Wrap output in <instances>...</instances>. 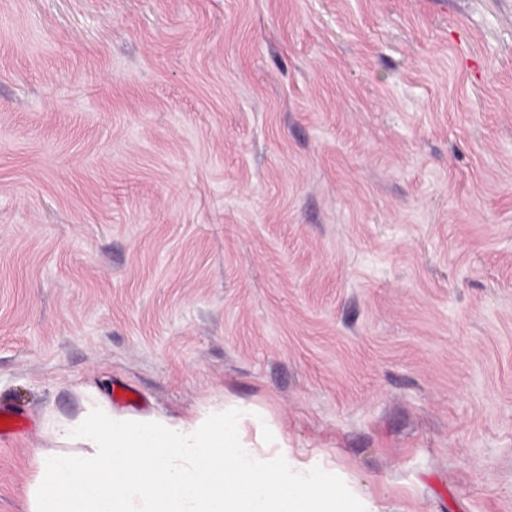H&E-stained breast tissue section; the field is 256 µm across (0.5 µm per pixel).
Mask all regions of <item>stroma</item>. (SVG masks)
<instances>
[{
  "label": "stroma",
  "mask_w": 512,
  "mask_h": 512,
  "mask_svg": "<svg viewBox=\"0 0 512 512\" xmlns=\"http://www.w3.org/2000/svg\"><path fill=\"white\" fill-rule=\"evenodd\" d=\"M223 401L512 512V0H0V512L51 419Z\"/></svg>",
  "instance_id": "35a3bbf8"
}]
</instances>
